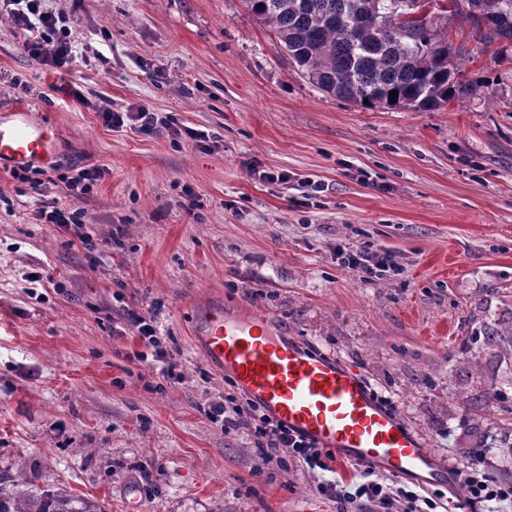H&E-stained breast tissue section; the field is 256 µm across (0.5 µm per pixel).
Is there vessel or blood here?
Returning <instances> with one entry per match:
<instances>
[{
    "instance_id": "1",
    "label": "vessel or blood",
    "mask_w": 512,
    "mask_h": 512,
    "mask_svg": "<svg viewBox=\"0 0 512 512\" xmlns=\"http://www.w3.org/2000/svg\"><path fill=\"white\" fill-rule=\"evenodd\" d=\"M56 155L53 125L28 120L18 107L0 114V164H47ZM194 338L209 363L292 433L341 460L423 487L451 484L447 461L381 407L357 371L310 351L268 315L214 305L195 317Z\"/></svg>"
}]
</instances>
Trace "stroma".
<instances>
[{
	"mask_svg": "<svg viewBox=\"0 0 512 512\" xmlns=\"http://www.w3.org/2000/svg\"><path fill=\"white\" fill-rule=\"evenodd\" d=\"M52 6L74 18L82 60L39 65L0 18V107L57 129L55 167H105L77 206L109 243L91 256L40 223L0 168V476L36 474L105 512H126L133 484L145 512H359L319 492L325 474L265 461L209 420L224 376L191 326L221 305L356 368L443 459L482 448L512 479V399L484 401L512 389V69L482 56L464 67L490 79L473 96L368 110L299 74L245 0ZM68 83L81 98L59 93ZM101 103L171 114L210 149L108 128ZM250 161L294 178L258 179ZM341 241L404 271L363 283L337 267ZM32 273L48 280L34 296ZM135 313L156 317L184 381L140 360ZM488 327L495 344L452 359Z\"/></svg>",
	"mask_w": 512,
	"mask_h": 512,
	"instance_id": "obj_1",
	"label": "stroma"
}]
</instances>
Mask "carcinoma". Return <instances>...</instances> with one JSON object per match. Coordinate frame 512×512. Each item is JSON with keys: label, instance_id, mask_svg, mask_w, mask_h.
I'll list each match as a JSON object with an SVG mask.
<instances>
[{"label": "carcinoma", "instance_id": "1", "mask_svg": "<svg viewBox=\"0 0 512 512\" xmlns=\"http://www.w3.org/2000/svg\"><path fill=\"white\" fill-rule=\"evenodd\" d=\"M298 72L322 92L368 109L441 110L485 84L466 77L467 42L512 65V0H246ZM465 19L466 39L452 23ZM397 96H389V92ZM0 512H104L26 473L0 477Z\"/></svg>", "mask_w": 512, "mask_h": 512}]
</instances>
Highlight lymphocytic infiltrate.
Here are the masks:
<instances>
[{
  "mask_svg": "<svg viewBox=\"0 0 512 512\" xmlns=\"http://www.w3.org/2000/svg\"><path fill=\"white\" fill-rule=\"evenodd\" d=\"M0 13L5 14L16 27L26 31L23 49L39 65L60 74L72 72L81 55L72 35L73 21L65 13L53 9L51 0H0ZM98 116L104 125L111 128L129 126L145 134L164 132L176 139L192 141L202 148L206 147L208 141L204 132L180 126L173 117L160 116L143 106L124 112L102 106L98 109ZM104 175V169L95 164L86 165L70 174L56 168L47 171L36 167L12 173L14 179L28 185L34 193L36 219L65 230L77 228L78 244L89 252L98 250L99 242L94 233L82 231L80 210L62 204L58 197L49 195L48 190L62 185L71 197L78 200L93 191ZM334 255L338 267L368 284L401 271L395 255L374 249L367 243L337 244ZM131 322L141 341L150 349L152 362L164 380L172 383L181 381L184 374L179 363L160 345L155 318L135 314ZM207 413L224 431L246 437L265 460L279 463L292 460L323 472L332 469L335 457L331 452L290 433L258 405L238 393L219 395L209 403ZM450 469L465 498L461 501L449 500V512H477L478 508L491 504L512 506V480H504L495 473L482 451H472L463 460L452 462ZM320 491L340 503L360 502L368 506L370 512H413L414 507L420 504L425 505L427 512H436L438 507L435 499L420 498L416 491L408 487L391 488L375 480L356 484L333 480L322 484Z\"/></svg>",
  "mask_w": 512,
  "mask_h": 512,
  "instance_id": "lymphocytic-infiltrate-1",
  "label": "lymphocytic infiltrate"
}]
</instances>
